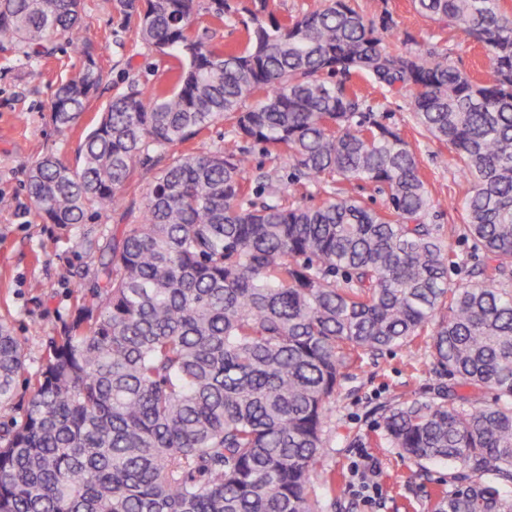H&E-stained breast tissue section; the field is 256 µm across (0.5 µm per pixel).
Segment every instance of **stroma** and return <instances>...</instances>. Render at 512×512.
I'll use <instances>...</instances> for the list:
<instances>
[{
  "label": "stroma",
  "mask_w": 512,
  "mask_h": 512,
  "mask_svg": "<svg viewBox=\"0 0 512 512\" xmlns=\"http://www.w3.org/2000/svg\"><path fill=\"white\" fill-rule=\"evenodd\" d=\"M86 35L99 49L103 80L89 101L86 115L94 117L110 98L130 82L143 86L165 83L170 58L158 56L142 44L137 20L120 11L118 0H83ZM368 15L390 10L400 31L418 41H438L449 56H461L462 66L476 70L487 60L477 50H457L455 32L439 28L419 15L412 0H361ZM70 49L59 45L55 58L20 61L8 40L0 39V321L10 323L22 340L29 371H36L46 353L54 327L68 320L76 304L89 298L90 281L59 278L60 266L80 262L88 275L106 256L112 228L118 219L102 215L89 224L62 231L43 223L30 211L25 184L30 165L46 152H56L75 163L84 125L58 132L48 114V99L61 75L60 63ZM384 106L389 122L411 141L435 201L433 223L446 241L465 256L461 268L449 271L455 283L472 280L475 265L468 242L459 238L458 218L449 200L461 199L468 184L460 177L448 148L417 140L412 129L409 99L393 96ZM98 248L87 249V238ZM432 362L426 342L397 347L349 367L332 403L324 452L316 465L313 494L319 512H432L439 484H452L455 467L418 465L398 449L375 442L389 410L415 398L432 397L433 382L427 371ZM367 443L377 463L379 493L365 501L354 493L351 467L359 462L360 443Z\"/></svg>",
  "instance_id": "35a3bbf8"
}]
</instances>
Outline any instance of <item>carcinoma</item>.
Here are the masks:
<instances>
[{"label": "carcinoma", "mask_w": 512, "mask_h": 512, "mask_svg": "<svg viewBox=\"0 0 512 512\" xmlns=\"http://www.w3.org/2000/svg\"><path fill=\"white\" fill-rule=\"evenodd\" d=\"M481 46L473 78L437 42L398 33L389 10L321 0L278 16L269 0H119L141 39L167 46L168 82L112 98L72 167L52 153L26 183L38 216L68 229L112 212L92 299L53 329L21 418L20 337L0 322V512H316V463L353 363L429 340L439 390L383 417L376 443L461 475L434 512H512V18L501 0H413ZM235 19L238 46L199 32ZM82 0H0V38L28 62L72 47L77 64L48 111L83 118L102 71ZM407 94L420 135L448 146L467 194L451 203L478 262L448 282L428 181L383 104ZM259 145L168 154L211 126ZM294 167L286 181L278 162ZM151 175L135 217L123 190ZM369 184L381 208L349 194ZM322 196L308 205L295 197Z\"/></svg>", "instance_id": "cac0c4a2"}]
</instances>
